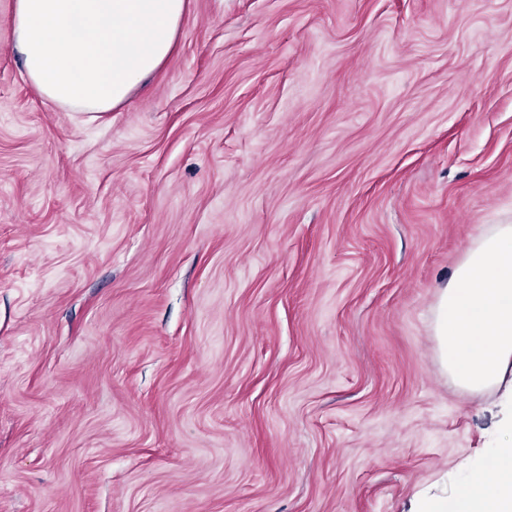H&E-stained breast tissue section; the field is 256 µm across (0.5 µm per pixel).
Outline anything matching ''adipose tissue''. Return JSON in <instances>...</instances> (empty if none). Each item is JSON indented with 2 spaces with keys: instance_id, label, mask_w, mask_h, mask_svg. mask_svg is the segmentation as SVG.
<instances>
[{
  "instance_id": "adipose-tissue-1",
  "label": "adipose tissue",
  "mask_w": 512,
  "mask_h": 512,
  "mask_svg": "<svg viewBox=\"0 0 512 512\" xmlns=\"http://www.w3.org/2000/svg\"><path fill=\"white\" fill-rule=\"evenodd\" d=\"M187 0H15L14 39L47 101L109 112L171 55ZM433 332L441 365L472 392L512 395V224L483 227L440 290ZM492 468L472 470L456 505L425 497L414 512H512V418Z\"/></svg>"
}]
</instances>
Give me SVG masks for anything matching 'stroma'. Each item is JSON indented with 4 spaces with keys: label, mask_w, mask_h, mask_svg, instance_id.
I'll return each mask as SVG.
<instances>
[{
    "label": "stroma",
    "mask_w": 512,
    "mask_h": 512,
    "mask_svg": "<svg viewBox=\"0 0 512 512\" xmlns=\"http://www.w3.org/2000/svg\"><path fill=\"white\" fill-rule=\"evenodd\" d=\"M0 0V512H411L500 393L433 308L512 224V0H188L92 117Z\"/></svg>",
    "instance_id": "stroma-1"
}]
</instances>
